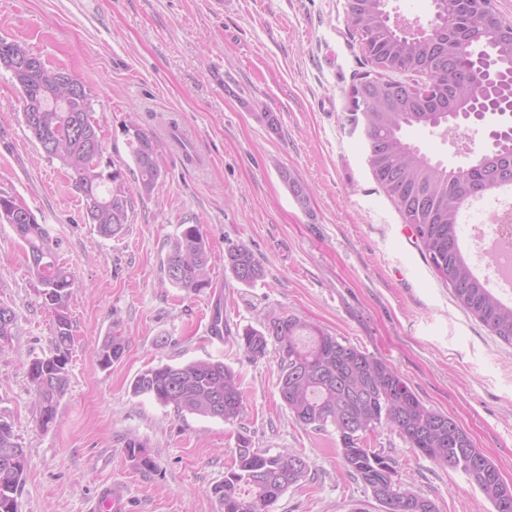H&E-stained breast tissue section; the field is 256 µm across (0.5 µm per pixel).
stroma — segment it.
I'll list each match as a JSON object with an SVG mask.
<instances>
[{
	"instance_id": "35a3bbf8",
	"label": "stroma",
	"mask_w": 512,
	"mask_h": 512,
	"mask_svg": "<svg viewBox=\"0 0 512 512\" xmlns=\"http://www.w3.org/2000/svg\"><path fill=\"white\" fill-rule=\"evenodd\" d=\"M0 38L25 41L85 83L105 158L131 168L132 119L163 162L151 194L132 192L121 233L100 236L70 173L27 130L21 93L0 68V192L48 226L75 278L69 383L43 431L28 365L51 353L55 320L25 245L0 226V305L16 315L0 347V415L28 455L18 512H93L113 484L128 512H220L212 489L241 428L255 447L309 462V478L271 512H381L346 473L335 433L292 419L278 346L249 361L233 337L209 336L217 309L234 330L285 311L383 359L512 483V345L456 304L371 175L363 132L348 120L349 89L369 65L345 0H0ZM187 224L200 225L209 248L212 284L197 294L164 281L170 244ZM240 244L264 270L251 286L224 266ZM115 331L127 340L123 356L100 367L96 349ZM210 359L242 377L240 424L132 392L149 367ZM132 440L152 468L131 456ZM367 444L438 512H490L462 474L416 455L388 427Z\"/></svg>"
}]
</instances>
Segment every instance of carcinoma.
Listing matches in <instances>:
<instances>
[{
  "label": "carcinoma",
  "mask_w": 512,
  "mask_h": 512,
  "mask_svg": "<svg viewBox=\"0 0 512 512\" xmlns=\"http://www.w3.org/2000/svg\"><path fill=\"white\" fill-rule=\"evenodd\" d=\"M346 23L385 65L370 93H364L371 77L368 72L349 91L350 120L363 128L374 181L411 226L422 253L452 288L457 302L512 343V302L498 297L475 274L459 238L465 205L492 187H512V146L506 142L480 164L459 171L421 155L407 132L436 129L441 113L419 99L431 102L448 97L450 75L472 78L466 61L458 53L442 50L436 40L400 41L379 14L375 0L349 4ZM506 27L512 29V20L504 17L494 28L483 26L462 12L457 0H447L438 22L442 36L454 32L491 51L499 50L505 68L512 63V39L504 32ZM3 68L21 91L28 131L39 144L55 141V148H45L43 153L59 160L76 179L88 223L96 225L104 237L118 234L128 222L129 183L122 169L104 159L87 87L76 75L44 63L23 72L9 64ZM394 72L416 73L425 82L393 80ZM125 133L136 188L149 194L161 175V160L152 139L135 124L125 127ZM16 205L14 197L0 193V224L9 225L27 246L30 270L41 286L44 304L55 313V352L33 359L28 368L37 422L46 430L55 422L68 386L73 345L68 303L74 278L59 262L58 241L33 213L19 218ZM224 265L246 285L264 277L263 268L243 244L227 250ZM164 271L172 286L187 292L211 286L209 251L199 225L184 227L173 240ZM15 325L14 311L0 305V343L9 341ZM235 342L253 361L266 356L269 343L279 346V393L292 418L303 427L334 430L346 472L371 492L382 512H438L433 500L401 486L391 458L367 448L368 434L383 425L397 431L417 454L463 474L490 503L492 512H512V484L505 482L494 461L476 448L455 419L428 408L384 360L296 315L276 311L265 315L262 328L247 326L236 332ZM124 349L125 338L112 332L96 350L99 365L111 366ZM132 392L148 395L180 414L227 423L237 421L244 412L241 376L220 360L148 368L136 377ZM234 454L224 481L212 488L223 512H270L282 494L310 472L304 456L255 448L242 431L237 432ZM26 467L27 453L12 424L0 415V512H18Z\"/></svg>",
  "instance_id": "cac0c4a2"
}]
</instances>
